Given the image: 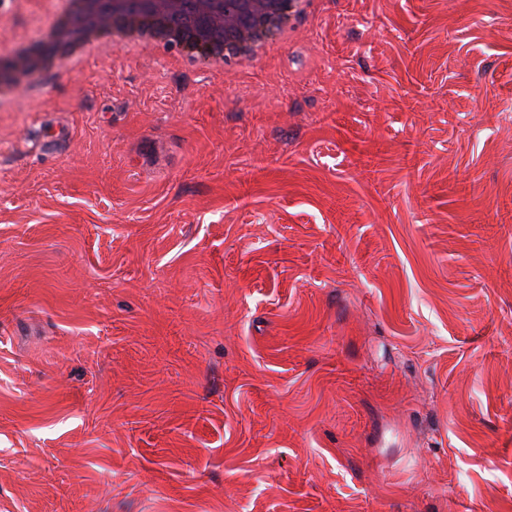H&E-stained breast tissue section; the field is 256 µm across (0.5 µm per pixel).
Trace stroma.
Returning a JSON list of instances; mask_svg holds the SVG:
<instances>
[{
  "label": "stroma",
  "mask_w": 512,
  "mask_h": 512,
  "mask_svg": "<svg viewBox=\"0 0 512 512\" xmlns=\"http://www.w3.org/2000/svg\"><path fill=\"white\" fill-rule=\"evenodd\" d=\"M315 10L0 89V512H512V0ZM286 0L284 1L289 5L288 7V25L287 23L282 26L280 31L277 34V38H268L264 40H260L251 44L248 48H246L243 52L240 53L241 56L245 58H255V57H268L273 55L277 50L282 41L290 40L294 36V27L293 20L305 13L306 7L309 0Z\"/></svg>",
  "instance_id": "obj_1"
}]
</instances>
